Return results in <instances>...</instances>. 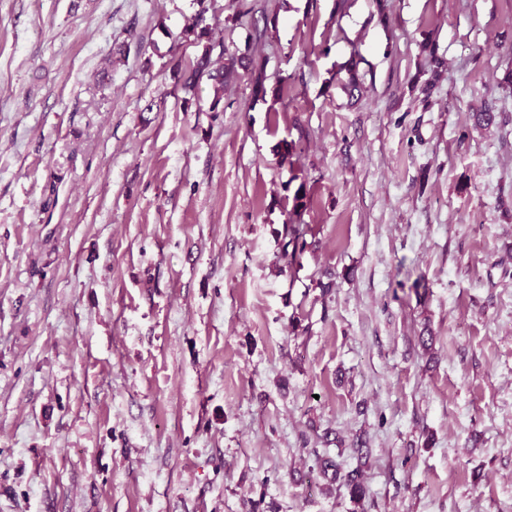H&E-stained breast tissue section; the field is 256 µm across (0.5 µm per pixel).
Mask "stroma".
<instances>
[{
    "mask_svg": "<svg viewBox=\"0 0 512 512\" xmlns=\"http://www.w3.org/2000/svg\"><path fill=\"white\" fill-rule=\"evenodd\" d=\"M245 2L0 0V512H512V0ZM216 47L220 48L219 56L226 54L224 40L218 39L215 41L212 37L208 36L207 43L203 45L202 53L197 57L196 63L190 68L189 71H184L181 73L182 88L185 92H192L194 90L196 80L206 74L209 79L213 80L216 84L215 100H222L221 92L224 90V73L217 72L214 74L209 70L210 58Z\"/></svg>",
    "mask_w": 512,
    "mask_h": 512,
    "instance_id": "obj_1",
    "label": "stroma"
}]
</instances>
